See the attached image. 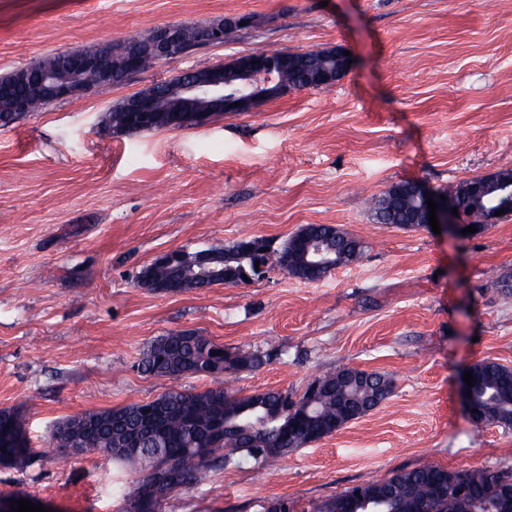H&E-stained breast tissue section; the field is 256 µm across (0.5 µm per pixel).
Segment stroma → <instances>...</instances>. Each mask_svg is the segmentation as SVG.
<instances>
[{
  "instance_id": "35a3bbf8",
  "label": "stroma",
  "mask_w": 512,
  "mask_h": 512,
  "mask_svg": "<svg viewBox=\"0 0 512 512\" xmlns=\"http://www.w3.org/2000/svg\"><path fill=\"white\" fill-rule=\"evenodd\" d=\"M244 18L224 41L128 82L0 127V410L32 456L0 466V495L47 512H121L141 476L103 454L47 457L57 422L204 391L210 375L141 373L160 336L201 332L230 353L267 355L230 375L237 395L300 396L342 367L387 374L392 394L339 432L275 460L208 472L163 512H289L430 461L512 469V427L468 416L471 364L512 368V214L434 234L377 223L367 200L393 184L437 190L512 169V0H0V75L48 53L92 50L168 24ZM270 51H347L332 84L285 90L248 112L134 135L110 108L158 81ZM308 224L365 245L307 282L276 266L187 293L139 286L170 250L263 239Z\"/></svg>"
}]
</instances>
